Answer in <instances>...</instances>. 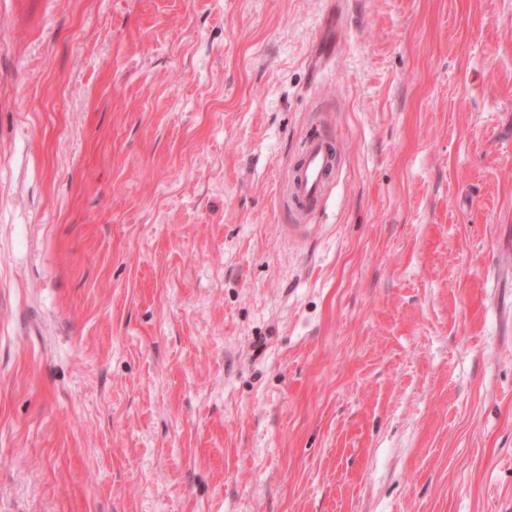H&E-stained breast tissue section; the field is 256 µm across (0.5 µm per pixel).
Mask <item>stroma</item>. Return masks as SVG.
<instances>
[{
    "instance_id": "1",
    "label": "stroma",
    "mask_w": 512,
    "mask_h": 512,
    "mask_svg": "<svg viewBox=\"0 0 512 512\" xmlns=\"http://www.w3.org/2000/svg\"><path fill=\"white\" fill-rule=\"evenodd\" d=\"M0 512H512V0H0ZM337 170V149L333 139L316 133L302 151L284 185V196L299 220H305L320 207L325 190Z\"/></svg>"
}]
</instances>
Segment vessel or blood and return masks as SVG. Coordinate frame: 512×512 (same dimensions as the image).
I'll list each match as a JSON object with an SVG mask.
<instances>
[{"instance_id": "obj_1", "label": "vessel or blood", "mask_w": 512, "mask_h": 512, "mask_svg": "<svg viewBox=\"0 0 512 512\" xmlns=\"http://www.w3.org/2000/svg\"><path fill=\"white\" fill-rule=\"evenodd\" d=\"M337 170V149L333 139L310 136L284 186V196L298 219H306L320 207L325 190Z\"/></svg>"}]
</instances>
